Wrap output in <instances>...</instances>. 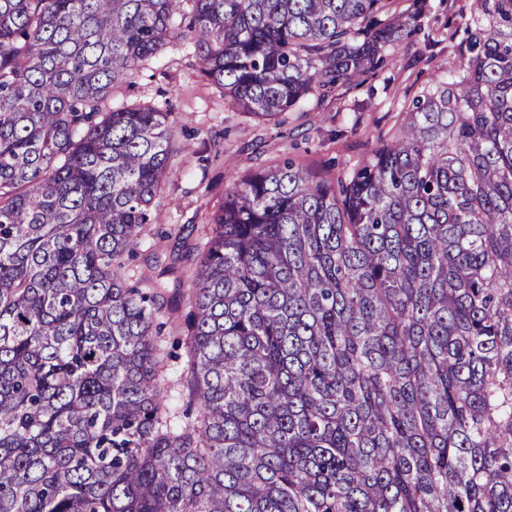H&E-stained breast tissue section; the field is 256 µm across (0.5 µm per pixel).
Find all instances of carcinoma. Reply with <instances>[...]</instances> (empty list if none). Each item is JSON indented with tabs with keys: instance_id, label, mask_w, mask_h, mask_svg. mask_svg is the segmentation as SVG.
I'll use <instances>...</instances> for the list:
<instances>
[{
	"instance_id": "obj_1",
	"label": "carcinoma",
	"mask_w": 512,
	"mask_h": 512,
	"mask_svg": "<svg viewBox=\"0 0 512 512\" xmlns=\"http://www.w3.org/2000/svg\"><path fill=\"white\" fill-rule=\"evenodd\" d=\"M0 0V512H512V0L341 184L233 182L182 395L118 259L170 113L104 101L170 39L274 120L406 34L386 0Z\"/></svg>"
}]
</instances>
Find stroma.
Returning <instances> with one entry per match:
<instances>
[{"label":"stroma","mask_w":512,"mask_h":512,"mask_svg":"<svg viewBox=\"0 0 512 512\" xmlns=\"http://www.w3.org/2000/svg\"><path fill=\"white\" fill-rule=\"evenodd\" d=\"M408 16V34L387 46L383 63L357 87L312 93L286 112L282 125L263 124L233 106L199 72L187 42H171L129 82L116 87L107 108L168 105L172 129L170 173L156 204L160 221L139 238L137 260L125 265L128 283L175 298L163 311L167 378L175 410L185 402L181 383L187 357L177 346L193 276L212 218L232 182L285 159L334 179L348 176L398 122L412 97L456 74L466 51L474 0H388Z\"/></svg>","instance_id":"obj_1"}]
</instances>
